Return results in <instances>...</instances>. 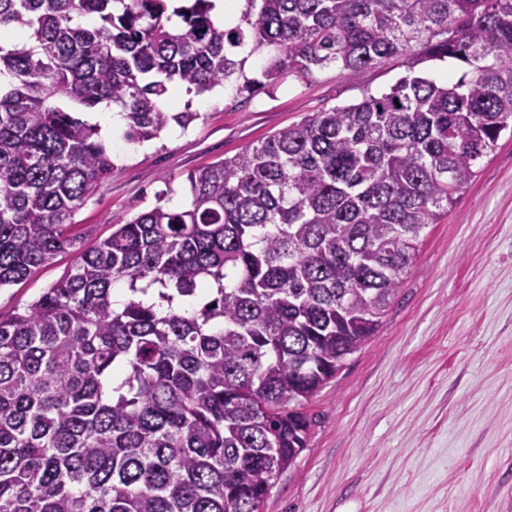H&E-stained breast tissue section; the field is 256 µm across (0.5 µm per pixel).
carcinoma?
I'll use <instances>...</instances> for the list:
<instances>
[{"label":"carcinoma","mask_w":512,"mask_h":512,"mask_svg":"<svg viewBox=\"0 0 512 512\" xmlns=\"http://www.w3.org/2000/svg\"><path fill=\"white\" fill-rule=\"evenodd\" d=\"M257 1L224 27L212 0H0V288L76 253L0 318V512H262L422 232L512 132V0ZM248 40L275 51L248 92L392 58L408 74L79 246L74 215L112 160L72 112L119 107L130 143L185 129L199 114L159 101L241 72ZM446 58L467 67L453 83L415 72Z\"/></svg>","instance_id":"obj_1"}]
</instances>
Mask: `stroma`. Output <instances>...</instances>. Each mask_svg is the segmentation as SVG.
<instances>
[{
	"label": "stroma",
	"instance_id": "obj_1",
	"mask_svg": "<svg viewBox=\"0 0 512 512\" xmlns=\"http://www.w3.org/2000/svg\"><path fill=\"white\" fill-rule=\"evenodd\" d=\"M407 70L389 59L358 75L328 67L276 88L231 80L179 100L199 118L134 144L109 137L112 172L74 216L84 245L151 209L178 207L186 176L306 116L388 91ZM60 254L0 288V316L72 266ZM307 448L272 485L263 512H512V138L418 256L376 333L315 398Z\"/></svg>",
	"mask_w": 512,
	"mask_h": 512
}]
</instances>
